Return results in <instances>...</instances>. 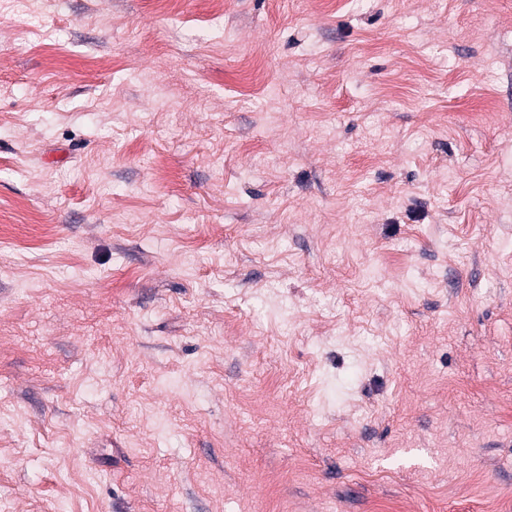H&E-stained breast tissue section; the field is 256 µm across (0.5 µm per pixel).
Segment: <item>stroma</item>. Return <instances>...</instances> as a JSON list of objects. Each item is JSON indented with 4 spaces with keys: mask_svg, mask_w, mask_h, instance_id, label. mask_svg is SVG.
<instances>
[{
    "mask_svg": "<svg viewBox=\"0 0 512 512\" xmlns=\"http://www.w3.org/2000/svg\"><path fill=\"white\" fill-rule=\"evenodd\" d=\"M0 512H512V0H0Z\"/></svg>",
    "mask_w": 512,
    "mask_h": 512,
    "instance_id": "1",
    "label": "stroma"
}]
</instances>
